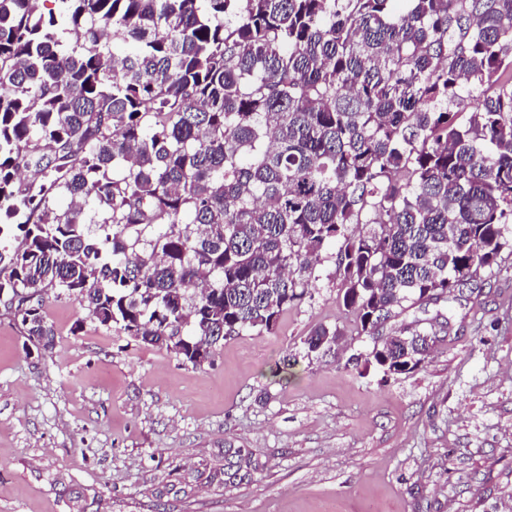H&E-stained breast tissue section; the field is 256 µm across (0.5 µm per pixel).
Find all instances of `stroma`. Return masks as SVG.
Here are the masks:
<instances>
[{"label":"stroma","instance_id":"stroma-1","mask_svg":"<svg viewBox=\"0 0 512 512\" xmlns=\"http://www.w3.org/2000/svg\"><path fill=\"white\" fill-rule=\"evenodd\" d=\"M315 274L277 333L201 368L52 292L44 351L0 304V512H512V251L450 302L422 370L386 383L346 364L372 342L340 307L335 256ZM321 323L346 334L311 359ZM228 446L262 463L251 482L179 492L175 467L223 468Z\"/></svg>","mask_w":512,"mask_h":512}]
</instances>
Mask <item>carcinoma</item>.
<instances>
[{
    "mask_svg": "<svg viewBox=\"0 0 512 512\" xmlns=\"http://www.w3.org/2000/svg\"><path fill=\"white\" fill-rule=\"evenodd\" d=\"M44 2L0 0V299L43 349L54 290L210 365L276 333L330 250L372 339L512 248V0ZM342 335L316 326L306 356ZM436 343L417 320L369 357L388 380ZM261 469L226 448L178 483Z\"/></svg>",
    "mask_w": 512,
    "mask_h": 512,
    "instance_id": "carcinoma-1",
    "label": "carcinoma"
}]
</instances>
